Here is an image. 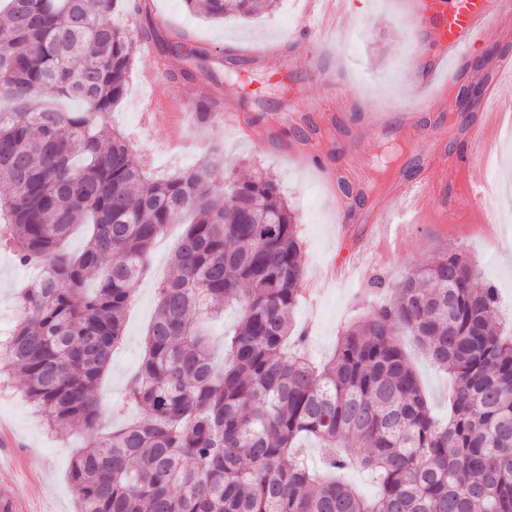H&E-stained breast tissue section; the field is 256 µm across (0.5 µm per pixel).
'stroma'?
Segmentation results:
<instances>
[{
	"mask_svg": "<svg viewBox=\"0 0 512 512\" xmlns=\"http://www.w3.org/2000/svg\"><path fill=\"white\" fill-rule=\"evenodd\" d=\"M139 0H126L112 19L116 25L139 27L145 20L163 32L177 31L213 58L191 82H181L187 100L205 90L219 97L222 108L240 115L238 126L192 127L194 153L171 150L162 134L144 129L140 114L165 96L169 85L144 84V72L156 68V55L137 53L125 98L113 110L111 122L135 144L138 155L152 157L157 174L185 169L202 158L219 154L235 165L238 175L264 168L279 182L294 212L305 260L302 296L294 310L297 327L307 332L304 351L320 361L331 355L342 327L394 293L409 270L435 261L448 248L462 250L481 278L498 289L501 306L512 305V240L498 239L491 220L512 209V144L494 143L505 158V184H493L489 194L472 202L454 224L438 223L424 211L420 223L387 224L367 238V222L383 208L396 207L394 184L399 177L427 175L441 181L448 160L462 144L480 115L456 95H447L441 111L422 114L415 131L380 135L376 124L391 120L392 110L413 104L409 63L414 56L432 58L437 49L413 32L406 0H349L364 11L348 12L331 28L303 30L307 0H278L276 9L253 19L213 22L190 12L184 0H150L149 14L137 10ZM320 51L322 63L336 68L348 104L337 108L334 92L321 85L308 63ZM512 56V14H494L472 53L481 67ZM247 73L251 83L241 88L227 79L230 67ZM304 126L309 140L321 144L316 166L304 160L305 144L293 129ZM349 162L350 180L373 179L377 187L369 201L345 219L336 188L332 151ZM182 225L169 226L152 249L149 266L137 286L127 315L125 335L112 364L98 385L104 429L113 425L111 409L121 402L143 353L147 325L156 306L155 288L170 272V260ZM344 264L342 278L331 279L330 268ZM38 266H20L0 250V336L20 316L17 290L36 280ZM401 345L416 371L435 416H448V378L417 347L413 337ZM0 423L12 432L14 477L22 482L32 512H75L69 482L72 458L87 443L83 430L60 436L46 429L33 414L19 378H11L0 394Z\"/></svg>",
	"mask_w": 512,
	"mask_h": 512,
	"instance_id": "stroma-1",
	"label": "stroma"
}]
</instances>
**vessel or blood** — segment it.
<instances>
[{"label":"vessel or blood","mask_w":512,"mask_h":512,"mask_svg":"<svg viewBox=\"0 0 512 512\" xmlns=\"http://www.w3.org/2000/svg\"><path fill=\"white\" fill-rule=\"evenodd\" d=\"M347 0H311V18L329 21L345 14ZM411 10L416 18L420 36L437 43L440 53L436 60L424 62L413 58L412 90L418 100L416 110L401 111L403 130H414L417 112H434L442 104L438 94L437 77L448 62L462 63L484 28L492 19L493 11H512V0H411ZM512 72V59L498 61L485 82V97L477 125L468 135L454 163L455 175L463 179L462 187L455 194H448L445 187H438L427 179L416 178L400 181L395 186V196L403 205L398 212L381 211L375 214L377 224H391L395 219L415 224L424 210L435 212L439 220L455 215L460 205L466 204L488 187V174L496 165L487 137L491 116L502 115V105L512 99V82L507 75ZM179 90L155 103L143 116L145 126L165 130L171 144L185 141L188 122L196 120ZM0 512H26L24 497L17 484L0 481Z\"/></svg>","instance_id":"vessel-or-blood-1"}]
</instances>
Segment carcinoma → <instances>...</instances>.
Listing matches in <instances>:
<instances>
[{
    "label": "carcinoma",
    "instance_id": "cac0c4a2",
    "mask_svg": "<svg viewBox=\"0 0 512 512\" xmlns=\"http://www.w3.org/2000/svg\"><path fill=\"white\" fill-rule=\"evenodd\" d=\"M0 39V247L43 274L18 293L0 377L25 378L46 427H81L69 480L76 512H512V336L497 288L450 248L386 303L341 330L314 366L287 348L304 262L279 184L210 159L152 177L107 120L139 43L112 24L116 0H4ZM277 0H185L205 18H253ZM188 61L206 53L163 44ZM51 89L82 108L61 112ZM190 217L156 288L145 353L128 385L141 420L100 435L96 385L122 340L154 240ZM88 226L77 253L60 248ZM238 306L223 369L206 321ZM412 336L451 383L437 421L399 342ZM317 440L322 468L297 451ZM358 463L379 492L330 479Z\"/></svg>",
    "mask_w": 512,
    "mask_h": 512
}]
</instances>
